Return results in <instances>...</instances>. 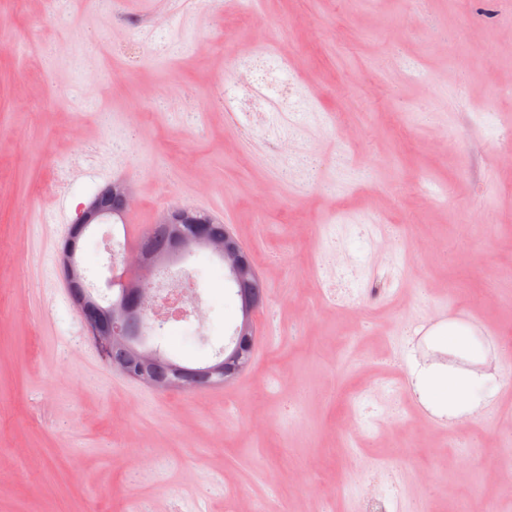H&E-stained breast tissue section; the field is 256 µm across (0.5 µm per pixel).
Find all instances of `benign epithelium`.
<instances>
[{"mask_svg":"<svg viewBox=\"0 0 512 512\" xmlns=\"http://www.w3.org/2000/svg\"><path fill=\"white\" fill-rule=\"evenodd\" d=\"M131 201L132 193L127 184L122 181H114L100 189L81 209L75 223L71 224L65 237L64 248L60 253L62 278L69 299L78 312L87 335L104 358L108 357L114 341L123 342L134 350L140 348L139 326L146 318L155 316L154 306L148 300V293L154 287L152 273L144 264L138 249L135 247L130 249L129 253L132 257L123 261V267H113V284L124 286L129 282L135 283L133 299L117 302L111 308L105 309L93 302L78 283L77 277L80 271L73 263L74 243L80 233L78 225L99 224L112 218L114 214L125 216L130 212ZM171 218L191 225V233L178 236L173 242L170 254L164 259L155 261V264L162 268L170 260L194 247H202L217 255L226 256L233 264L236 284L240 286L242 322L239 331L248 343H253L256 336L253 314L265 305L266 297L251 293L250 286L256 274L245 263L241 244L230 234L222 238L207 236L202 229L201 221L192 212L180 206L172 207L162 216L164 221ZM246 367L245 363L215 365L204 369V373L209 377L215 376L220 380L230 381L240 376ZM176 373L179 379L167 383L154 378L143 369L136 370L132 377L156 389L196 390L191 380L193 372L178 368Z\"/></svg>","mask_w":512,"mask_h":512,"instance_id":"obj_1","label":"benign epithelium"}]
</instances>
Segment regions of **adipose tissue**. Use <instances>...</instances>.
Masks as SVG:
<instances>
[{"label":"adipose tissue","mask_w":512,"mask_h":512,"mask_svg":"<svg viewBox=\"0 0 512 512\" xmlns=\"http://www.w3.org/2000/svg\"><path fill=\"white\" fill-rule=\"evenodd\" d=\"M427 336L437 349L467 360L464 368L441 367L409 359L414 391L433 414L448 420L475 419L485 414L503 374L488 367V353L471 327L451 319L432 326Z\"/></svg>","instance_id":"1"}]
</instances>
